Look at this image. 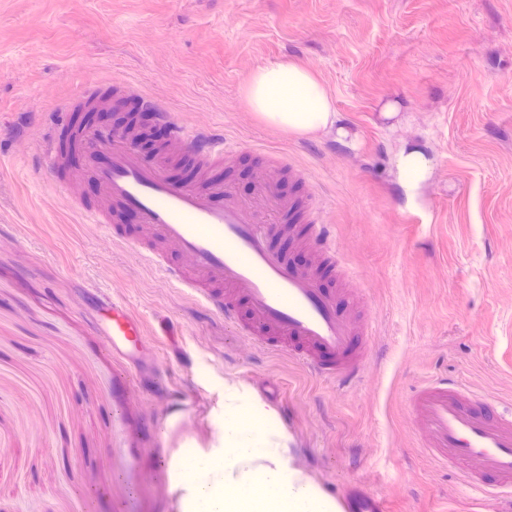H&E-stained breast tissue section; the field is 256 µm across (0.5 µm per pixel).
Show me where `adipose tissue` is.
<instances>
[{"label":"adipose tissue","instance_id":"ef3b65f1","mask_svg":"<svg viewBox=\"0 0 512 512\" xmlns=\"http://www.w3.org/2000/svg\"><path fill=\"white\" fill-rule=\"evenodd\" d=\"M247 107L266 125L297 137H348L334 98L314 73L293 60L254 69L242 88ZM399 179L415 196L433 162L418 146L396 148ZM224 434L206 448L182 449L169 467L180 512H339L334 497L295 463L291 437L276 407L246 386L228 384L219 411ZM208 460L215 474L201 485L192 463Z\"/></svg>","mask_w":512,"mask_h":512}]
</instances>
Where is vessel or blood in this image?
Wrapping results in <instances>:
<instances>
[{"instance_id":"1","label":"vessel or blood","mask_w":512,"mask_h":512,"mask_svg":"<svg viewBox=\"0 0 512 512\" xmlns=\"http://www.w3.org/2000/svg\"><path fill=\"white\" fill-rule=\"evenodd\" d=\"M103 86V81L89 80L80 96L54 113L41 146L48 171L56 186H65L61 143L65 133H74L87 153L102 160L96 177L106 200L134 211L140 226L152 231L164 249L138 242L102 208H77L82 222L134 250L165 282L188 289L251 344L288 356L314 377L342 388L354 386L370 330L360 327L339 295L323 286L326 276L343 274L344 265L320 208L282 194L281 176L301 184L304 169L285 154H270V171L253 203L229 186L216 195L177 183L163 165L145 162L125 133L72 125L73 113L95 105ZM117 89L137 109L153 111L167 143L191 158L200 172L223 163L228 154L223 134L184 121L171 104L158 101L136 81H121ZM285 230L300 231L317 255L314 267H299L272 247L273 237ZM102 305L111 313L101 329L107 348L141 366L146 335L140 320L123 302L106 297ZM407 406L424 457L453 470L472 492L512 495L511 412L448 378L413 389ZM343 504L347 512H385L383 498L366 488L345 492Z\"/></svg>"}]
</instances>
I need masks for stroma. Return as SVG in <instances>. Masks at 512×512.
Returning a JSON list of instances; mask_svg holds the SVG:
<instances>
[{"instance_id":"obj_1","label":"stroma","mask_w":512,"mask_h":512,"mask_svg":"<svg viewBox=\"0 0 512 512\" xmlns=\"http://www.w3.org/2000/svg\"><path fill=\"white\" fill-rule=\"evenodd\" d=\"M293 59L332 92L352 145L260 122L242 87ZM129 78L232 157L187 185L251 196L264 151L303 166L348 269L324 285L371 325L358 386L307 375L203 312L129 248L79 223L101 189L81 149L59 193L41 124L88 78ZM406 122L388 135L380 116ZM433 159L415 201L393 138ZM142 319L162 371L112 359L101 296ZM448 375L512 403V0H0V512H178L168 468L184 437L208 446L225 384L275 385L298 466L333 497L356 486L387 512H498L418 449L406 396ZM191 430L167 428L175 407Z\"/></svg>"}]
</instances>
